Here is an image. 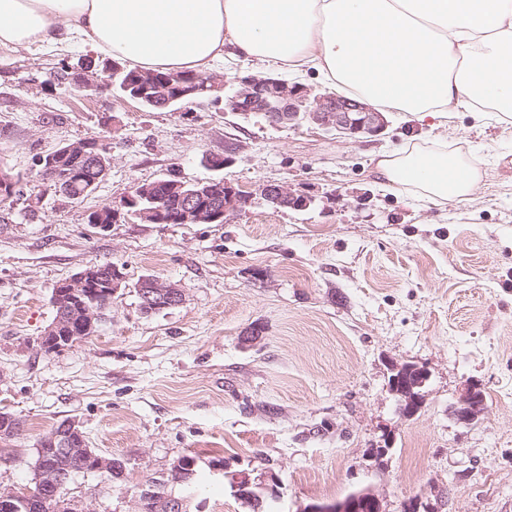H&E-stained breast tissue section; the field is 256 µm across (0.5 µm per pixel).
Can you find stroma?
<instances>
[{
	"label": "stroma",
	"instance_id": "1",
	"mask_svg": "<svg viewBox=\"0 0 512 512\" xmlns=\"http://www.w3.org/2000/svg\"><path fill=\"white\" fill-rule=\"evenodd\" d=\"M111 59L79 39L0 49V167L42 194L35 154L91 138L109 167L83 201L44 196L37 216L0 203V411L23 421L0 440V489L33 484L43 438L79 420L120 481L76 476L78 512H135L141 487L197 461L189 512H246L225 472L269 470L281 481L270 512H304L367 489L383 512H512V123L462 112L430 127L387 113L377 137L304 123L277 126L209 103L190 115L152 109L116 86L68 92L48 81L61 56ZM413 147L474 165L468 200L429 201L379 185L381 152ZM227 163L214 170L210 157ZM175 174L221 176L252 195L224 224H146L119 214L97 229L90 212ZM278 182L311 196L273 210L259 193ZM124 275L94 333L58 352L40 347L54 288L90 264ZM181 289L177 307L143 313L137 282ZM428 379L403 414L392 368ZM478 417L458 423L467 385ZM386 455H379V448Z\"/></svg>",
	"mask_w": 512,
	"mask_h": 512
}]
</instances>
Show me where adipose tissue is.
Returning <instances> with one entry per match:
<instances>
[{
    "instance_id": "1",
    "label": "adipose tissue",
    "mask_w": 512,
    "mask_h": 512,
    "mask_svg": "<svg viewBox=\"0 0 512 512\" xmlns=\"http://www.w3.org/2000/svg\"><path fill=\"white\" fill-rule=\"evenodd\" d=\"M76 36L139 70L205 73L216 59L312 70L384 112L444 124L512 119V0H0V46ZM385 186L468 200L480 169L447 153H382Z\"/></svg>"
}]
</instances>
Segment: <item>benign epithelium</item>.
I'll use <instances>...</instances> for the list:
<instances>
[{
  "mask_svg": "<svg viewBox=\"0 0 512 512\" xmlns=\"http://www.w3.org/2000/svg\"><path fill=\"white\" fill-rule=\"evenodd\" d=\"M72 84L89 88L97 83L98 77L88 68L77 67L70 76ZM236 87L233 93L222 97L224 81L210 78L197 79L188 87L181 89L172 97H166L164 106L178 107L180 100L189 95L206 92L216 103H224V108L242 115L250 113H269L279 124H291L308 119L322 126L336 129L350 137L375 136L385 128L384 116L367 103L338 98L329 95L309 97L303 87L289 84L287 81L259 75H248L235 78ZM122 92L135 100H144L151 91L162 90L159 78L155 73H145L134 82L121 85ZM180 206L166 220L168 224H213L227 221L231 216L242 211L250 202V196L237 189L232 183L224 182V200L219 204L209 198L208 190H185L179 185ZM261 196L274 209L309 207L311 199L298 194L287 186L266 183L259 188ZM99 277V267L90 265L75 277L63 282V287L53 292V304L57 310L51 325L40 338L41 347L45 350L60 351L72 343L85 338L95 327V321L101 318L102 310L88 308L80 319L68 313V305L81 300L88 293L87 285ZM140 308L147 314L174 308L180 305L184 295L173 284L155 282L150 288L137 290ZM427 379V372L414 365L393 368L389 380L390 390L402 402L403 412L411 413L420 403V389ZM482 400L478 389L470 385L466 388L464 406L456 409V420L463 424L472 423L477 417V409ZM51 455H46V449ZM81 460L89 471L99 473L110 479L118 478L124 472L122 461L98 455L86 445L82 439L80 422L75 418H67L58 423L52 434L39 444L38 459L34 466V482L38 485L46 480L55 482L56 487L69 484L73 478L72 463ZM196 462L188 457L180 458L171 469V480L185 485L195 475ZM230 485L235 497L244 505L260 508L267 499L279 497V478L271 472L252 475L248 472L229 475ZM150 504L153 512H185L188 499L176 497L164 492L159 484H151L142 488L137 500V510L144 504ZM52 505L56 512H73L70 503L50 493L32 498L21 494L13 488L0 490V512H41L47 505ZM304 512H381L378 498L369 491H362L334 505H310Z\"/></svg>",
  "mask_w": 512,
  "mask_h": 512,
  "instance_id": "1",
  "label": "benign epithelium"
}]
</instances>
